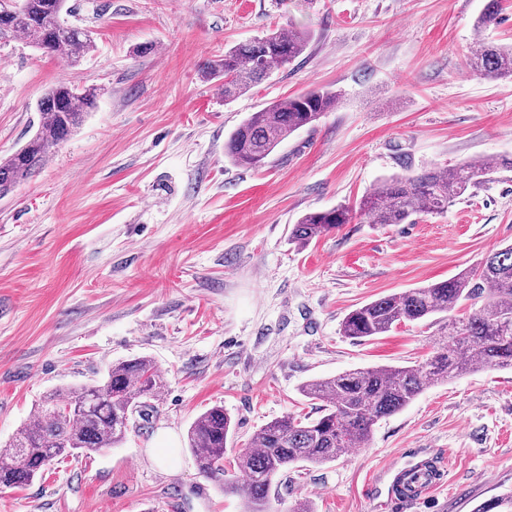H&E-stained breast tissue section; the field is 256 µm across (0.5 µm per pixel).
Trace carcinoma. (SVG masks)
I'll list each match as a JSON object with an SVG mask.
<instances>
[{
  "instance_id": "1",
  "label": "carcinoma",
  "mask_w": 512,
  "mask_h": 512,
  "mask_svg": "<svg viewBox=\"0 0 512 512\" xmlns=\"http://www.w3.org/2000/svg\"><path fill=\"white\" fill-rule=\"evenodd\" d=\"M66 0H0V41L20 38L46 55L64 54L77 64L90 53V35L62 20ZM501 0H488L476 29L498 23ZM309 36L290 25L240 42L224 58L204 67L219 82L224 99L246 94L273 70L299 58ZM473 73L512 79V47L480 42L469 57ZM94 89L79 90L59 82L39 99L41 128L9 158L0 161V198L27 180L50 160L95 107ZM337 94L313 89L289 96L249 115L231 131L224 154L236 166H261L293 133L331 111ZM512 158L493 157L481 164L452 168L434 166L418 174L385 178L359 202L304 214L293 225L289 241L303 248L319 237L368 217L374 224H407L420 215L441 214L456 198L501 172ZM471 313L441 327L442 343L432 356L407 366L346 371L314 379L302 393L320 402L314 419L287 414L261 427L250 447L235 458V474L224 477V450L234 431L221 406L199 415L188 430L189 450L199 471L224 483V493L239 497L245 512H268L274 480L301 463L324 464L351 448L368 445L373 426L411 403L425 388L446 383L477 366L512 369V244L494 250L478 267L446 281L381 297L349 312L342 322L350 338L383 336L407 322L442 315L463 302ZM160 376L153 362L135 358L113 365L103 381L69 392L64 400L52 394L37 407L33 420L0 448V485L24 487L42 473L48 461L64 453L88 455L120 444L133 413L145 400L158 397ZM477 512H512V495L497 496Z\"/></svg>"
}]
</instances>
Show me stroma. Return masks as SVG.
<instances>
[{
  "label": "stroma",
  "instance_id": "obj_1",
  "mask_svg": "<svg viewBox=\"0 0 512 512\" xmlns=\"http://www.w3.org/2000/svg\"><path fill=\"white\" fill-rule=\"evenodd\" d=\"M487 0H67L88 30L79 64L22 40L0 43V157L39 127L50 85L96 88L95 108L50 162L0 198V447L46 395L90 385L120 361L151 359L162 389L125 440L54 459L0 487V512H243L202 475L187 431L222 406L235 425L225 469L287 414L317 416L310 380L426 360L437 326L402 324L356 340L357 306L454 277L512 243V171L413 224L362 217L305 248L299 218L354 203L382 179L512 157V80L475 75L478 42L512 44V0L475 31ZM293 25L309 46L225 101L203 63ZM152 52L138 53V46ZM324 87L334 109L246 169L224 141L248 115ZM175 439V467L153 457ZM438 458L422 502L386 504L390 469ZM512 491V370L481 369L426 388L379 421L365 448L289 469L271 512H473Z\"/></svg>",
  "mask_w": 512,
  "mask_h": 512
}]
</instances>
